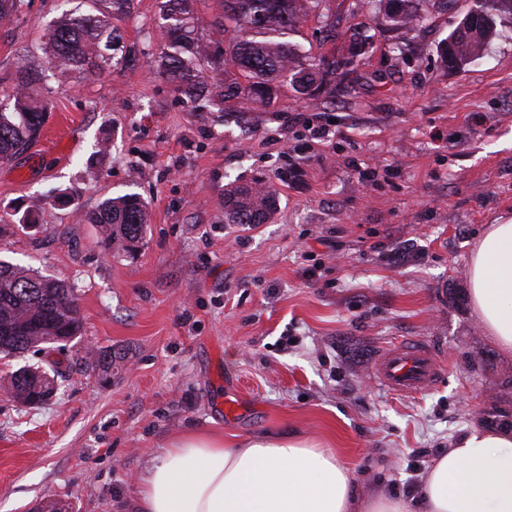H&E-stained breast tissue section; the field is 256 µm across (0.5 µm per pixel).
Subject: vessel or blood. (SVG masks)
I'll list each match as a JSON object with an SVG mask.
<instances>
[{
	"mask_svg": "<svg viewBox=\"0 0 512 512\" xmlns=\"http://www.w3.org/2000/svg\"><path fill=\"white\" fill-rule=\"evenodd\" d=\"M446 370V363L437 354L415 340L389 347L373 366L376 379L401 394L430 389Z\"/></svg>",
	"mask_w": 512,
	"mask_h": 512,
	"instance_id": "b4317fda",
	"label": "vessel or blood"
}]
</instances>
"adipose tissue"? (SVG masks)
<instances>
[{
	"label": "adipose tissue",
	"mask_w": 512,
	"mask_h": 512,
	"mask_svg": "<svg viewBox=\"0 0 512 512\" xmlns=\"http://www.w3.org/2000/svg\"><path fill=\"white\" fill-rule=\"evenodd\" d=\"M468 297L512 356V220L489 224L470 254ZM135 512H512V436L474 427L443 453L415 500L361 497L349 468L320 442L293 435L171 441L137 480Z\"/></svg>",
	"instance_id": "adipose-tissue-1"
}]
</instances>
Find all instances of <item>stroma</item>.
I'll use <instances>...</instances> for the list:
<instances>
[{"label":"stroma","mask_w":512,"mask_h":512,"mask_svg":"<svg viewBox=\"0 0 512 512\" xmlns=\"http://www.w3.org/2000/svg\"><path fill=\"white\" fill-rule=\"evenodd\" d=\"M327 4L335 27L312 14L287 34L303 54L345 62L315 99L285 83L267 106L192 111L152 68L161 0L113 18L121 40L102 78L36 86L41 135L0 162V259L74 285L83 335L0 359V386L25 365L65 367L44 404L0 393V512L48 499L129 512L141 470L190 431L316 439L359 493L407 499L472 426L512 435V356L467 295L473 242L512 219V15L459 70L439 49L472 0H423L409 33L366 0ZM66 7L28 0L0 25V105ZM254 177L277 186L273 218L225 223V185ZM127 193L150 212L131 256L86 221ZM405 338L447 365L413 396L372 375ZM101 347L117 354L106 374L92 364ZM227 397L241 405L230 420L215 409Z\"/></svg>","instance_id":"1"}]
</instances>
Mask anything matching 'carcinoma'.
<instances>
[{"mask_svg":"<svg viewBox=\"0 0 512 512\" xmlns=\"http://www.w3.org/2000/svg\"><path fill=\"white\" fill-rule=\"evenodd\" d=\"M134 0H93L94 12H64L50 27L41 62L19 61L13 106L0 108V161H9L28 149L39 135L47 112L31 88L50 70L64 78L76 71L100 77L109 68L111 51L119 36L112 29V15L131 12ZM196 0H162L157 68L192 108L206 101L220 106L227 99L269 104L277 97L279 81L286 77L303 97L308 89L323 92L335 81L341 61L309 58L278 39L299 19L315 12L327 0H224L219 21L224 40L199 35L194 16ZM389 25L410 32L423 16L420 0H378ZM23 0H0V22H11ZM512 14V0H473L464 15L468 23L457 26L441 44V62L461 69L477 58L497 36L496 19ZM221 78L208 81L207 72ZM278 189L263 179L235 180L224 189V223L265 224L277 211ZM102 227L108 246L126 254L138 251L150 221L146 203L129 193L104 200L89 217ZM83 322L77 297L57 278L0 261V355L15 356L51 346L61 349L82 336ZM53 376L23 367L10 378L8 390L21 404L58 389L59 363Z\"/></svg>","mask_w":512,"mask_h":512,"instance_id":"cac0c4a2","label":"carcinoma"}]
</instances>
